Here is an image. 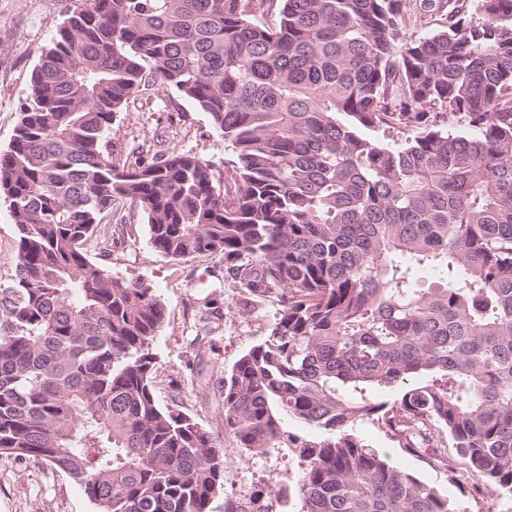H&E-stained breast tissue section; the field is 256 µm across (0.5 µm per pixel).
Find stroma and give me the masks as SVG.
<instances>
[{
	"label": "stroma",
	"instance_id": "stroma-1",
	"mask_svg": "<svg viewBox=\"0 0 512 512\" xmlns=\"http://www.w3.org/2000/svg\"><path fill=\"white\" fill-rule=\"evenodd\" d=\"M66 0H0V152L12 139L26 101L31 71L64 19ZM110 149L145 142L162 150L191 151L224 166L232 157L208 113L197 110L172 90L154 87L118 114L106 135ZM88 257L113 275L150 286L165 307V320L152 343L157 356L155 395L162 406H176L217 433L224 460V491L210 512L228 503L261 499L272 512H296L288 492L297 480L299 460L286 448L253 455L225 434L217 395L201 391L196 372H230L238 358L267 335L276 299L246 303L232 286H220L211 272L214 256L173 259L149 241L146 217L139 207L124 205L112 222L86 246ZM357 431L365 441L408 471L435 486L458 512H512V499H475L447 475L401 455L377 426L364 422ZM0 512H100L66 472L41 460H0Z\"/></svg>",
	"mask_w": 512,
	"mask_h": 512
}]
</instances>
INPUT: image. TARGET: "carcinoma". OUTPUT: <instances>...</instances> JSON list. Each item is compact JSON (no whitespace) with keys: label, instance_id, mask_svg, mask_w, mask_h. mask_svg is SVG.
I'll list each match as a JSON object with an SVG mask.
<instances>
[{"label":"carcinoma","instance_id":"cac0c4a2","mask_svg":"<svg viewBox=\"0 0 512 512\" xmlns=\"http://www.w3.org/2000/svg\"><path fill=\"white\" fill-rule=\"evenodd\" d=\"M69 0L0 153L18 231L0 283V457L70 474L102 512H207L213 431L155 396L152 290L85 243L126 202L167 257L276 299L216 387L224 432L301 464L297 512H457L370 447L512 497V0ZM210 115L224 169L106 133L155 87ZM413 130L395 146L375 136ZM437 281L420 286L421 273ZM297 422L313 429L302 435ZM407 8L404 9V33L407 40L419 39L442 29L445 25L443 13L433 16H419L414 9L412 0L406 1Z\"/></svg>","mask_w":512,"mask_h":512}]
</instances>
